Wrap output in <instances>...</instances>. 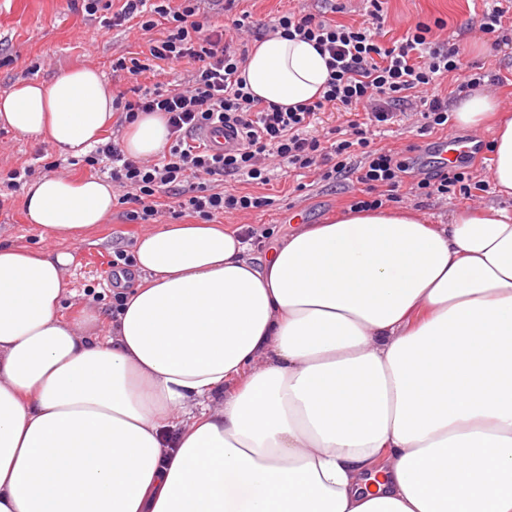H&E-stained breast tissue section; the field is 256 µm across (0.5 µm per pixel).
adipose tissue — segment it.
<instances>
[{
    "mask_svg": "<svg viewBox=\"0 0 512 512\" xmlns=\"http://www.w3.org/2000/svg\"><path fill=\"white\" fill-rule=\"evenodd\" d=\"M241 75L289 107L329 70L276 35ZM114 117L87 67L0 95V124L74 159ZM167 138L143 114L124 150ZM491 149L512 196L511 116ZM113 202L102 178L23 189L60 240ZM246 250L216 224L145 230L121 311L68 318L72 255L0 243V512H512V209H349Z\"/></svg>",
    "mask_w": 512,
    "mask_h": 512,
    "instance_id": "obj_1",
    "label": "adipose tissue"
}]
</instances>
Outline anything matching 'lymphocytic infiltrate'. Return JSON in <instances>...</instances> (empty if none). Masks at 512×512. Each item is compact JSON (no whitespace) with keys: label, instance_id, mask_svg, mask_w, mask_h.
<instances>
[{"label":"lymphocytic infiltrate","instance_id":"f902f5d3","mask_svg":"<svg viewBox=\"0 0 512 512\" xmlns=\"http://www.w3.org/2000/svg\"><path fill=\"white\" fill-rule=\"evenodd\" d=\"M237 0H225L223 25H213L200 11V0H70L73 8L99 17L103 29L128 24L151 33L164 27L162 37L151 38L139 57L112 61V78L122 89L113 97L117 125L139 115L161 113L168 129L167 149L159 158L128 156L119 139L98 146L90 164L108 160L110 177L123 205L124 218L146 224L160 215L158 198L176 193L170 216L192 213L204 221L227 214L262 209L263 196L237 195L221 188L227 177L259 184L275 166L294 171H317L323 179L354 175L369 193L355 201L358 209L379 208L398 197L402 187L431 199L460 195L472 199L467 172L459 168L410 173L397 152L375 146L374 131L394 124L399 113L420 112L422 128L447 133L448 101L439 95L440 79L455 78L457 93L477 89L484 73L462 68L465 51L459 41L442 37L428 24L409 26L402 40L382 43L364 26L336 23L306 11L279 16L267 33L282 32L313 42L326 54L330 71L327 90L318 100L293 107L263 104L248 92L239 71L257 34L247 14L236 13ZM189 65L188 78L172 88L155 83L138 86L144 73L161 67ZM347 113L346 127L329 125L322 114ZM215 124L239 134L238 148L216 152L197 136ZM193 184L191 195L180 194L181 183Z\"/></svg>","mask_w":512,"mask_h":512}]
</instances>
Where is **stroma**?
<instances>
[{"label": "stroma", "instance_id": "obj_1", "mask_svg": "<svg viewBox=\"0 0 512 512\" xmlns=\"http://www.w3.org/2000/svg\"><path fill=\"white\" fill-rule=\"evenodd\" d=\"M494 4L495 0H384L379 20L370 16L367 0H242L240 7L250 11L254 22L265 25L288 10L302 8L341 24H365L378 30L381 40L388 44L400 40L411 24L442 21L448 35L463 44L465 65L484 66L487 73L500 77V84L491 92L502 105L512 101V52L492 51L489 43L469 31L478 16ZM146 41L136 29L103 31L92 16L72 9L69 0H0V93L22 82L52 80L75 66L111 74L113 58L143 51ZM51 161L57 162L60 175L101 174L99 168L84 160L60 155L45 138L0 126V167L30 165L40 175L45 163ZM225 186L241 193L265 195L272 204L243 220L224 218V226L246 224L279 236L287 235L300 223H324L362 196V187L355 178L324 181L316 172L297 176L284 167L274 169L266 185L229 180ZM140 231V225L126 223L117 208L96 232L60 241L41 235L26 223L20 193H10L0 204L1 243L35 250L63 249L72 254L71 287L77 293L74 305L78 308L111 311L112 257L115 252L131 250Z\"/></svg>", "mask_w": 512, "mask_h": 512}]
</instances>
